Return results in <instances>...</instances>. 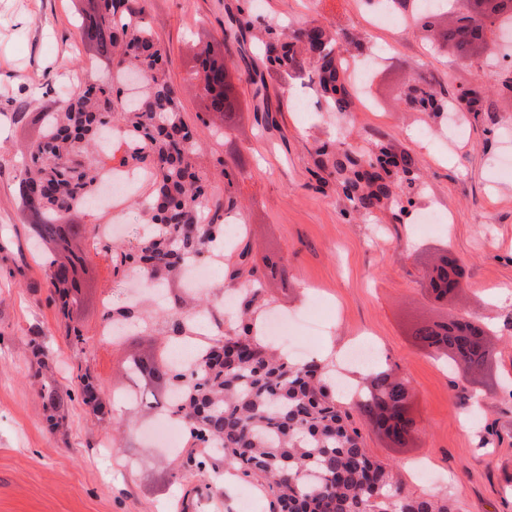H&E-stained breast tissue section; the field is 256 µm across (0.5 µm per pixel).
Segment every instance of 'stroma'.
<instances>
[{"label": "stroma", "mask_w": 512, "mask_h": 512, "mask_svg": "<svg viewBox=\"0 0 512 512\" xmlns=\"http://www.w3.org/2000/svg\"><path fill=\"white\" fill-rule=\"evenodd\" d=\"M132 3L170 56L168 80L211 185L205 220L221 224L234 214L244 222L224 249L210 304L240 295L241 282L231 276L239 268L261 280L269 311L303 317L321 297V331L301 327L294 338L305 358L329 361L366 338L381 365L411 390L419 433L405 447L355 419L391 487L413 496L447 490L451 512H512V309L495 300L497 290L512 291V175L501 171L512 156V93L498 91L499 68L487 55L461 57L405 29L373 26L362 0ZM84 4L0 0V512H269L261 483L242 479L223 460L202 476L185 455L150 446L153 416L119 398L131 385L127 359L161 349L162 314L182 296L180 283L163 299L142 291L138 308L147 327L104 344L102 302L124 306L130 283L111 274L102 257L91 258L97 275L84 284L72 317L110 413L98 420L75 400L61 426L48 429V395L71 387L76 358L63 319L46 302L34 227L23 221L15 187L40 113L58 108L84 64L103 68L75 34ZM247 6L253 26L223 42V29ZM308 23L359 35L360 47L349 54L378 60L366 94L352 96L348 111H331L309 78H281L266 60L267 25ZM206 48L223 54L235 78L240 112L226 124L207 119L205 100L190 85ZM411 77L433 82L447 98L482 88L483 109L467 114L462 141L449 142L447 113L406 109L401 92ZM377 141L411 157L416 180L388 174L390 197L356 210L333 162ZM150 192V181L139 182L113 196L110 207L71 212L69 221L88 231L128 209L124 243L134 249L146 229L135 201ZM433 207L449 213V224L420 232L418 220ZM448 251L464 265L467 287L438 303L422 274ZM283 262L291 269L286 279L277 269ZM458 314L487 317L492 330L490 363L467 381L411 336L414 323ZM36 342L50 352L46 365L33 353Z\"/></svg>", "instance_id": "35a3bbf8"}]
</instances>
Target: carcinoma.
<instances>
[{"label": "carcinoma", "mask_w": 512, "mask_h": 512, "mask_svg": "<svg viewBox=\"0 0 512 512\" xmlns=\"http://www.w3.org/2000/svg\"><path fill=\"white\" fill-rule=\"evenodd\" d=\"M91 12L79 25L81 38L93 45L96 55L115 62L105 78L96 75L71 88L55 112L40 114L41 135L31 144L22 162L24 174L16 186L30 223L39 240L67 243L81 235L68 214L95 202L106 173L105 158L89 156L98 139L120 131L123 149L119 167H144L150 171L152 192L145 203L150 231L140 238L134 252L119 246L110 251L113 267L136 273L154 283L184 276L185 266L196 261L214 242L218 224L202 217L209 184L197 163L192 130L183 120L177 92L167 78V51L153 38L142 9L129 0H90ZM399 3L414 25L442 14L438 8H415V0H375L383 9ZM266 50L278 70L300 75L312 65L311 81L334 110L350 103L346 69L337 57V38L319 25L310 24L281 39L276 28H266ZM443 43L462 54L472 52L475 39L458 28L441 32ZM135 68L144 76L141 102L122 105L113 97L114 85L126 80ZM224 58L204 54L197 59L196 73L211 82L206 93L209 112L226 122L233 110L224 102ZM414 108L430 112L441 106L437 92L421 80L409 89ZM341 170H349L344 188L350 200L362 208L373 205L383 187L364 192L366 185L391 168L413 179L410 158H397L385 145L349 152ZM83 236V235H81ZM88 240V236H83ZM45 260V273L54 292L48 300L68 315L79 299L78 269L89 259L87 250L64 249ZM260 289H245V320L230 332L216 336L206 349L184 366L171 360L168 351L130 357L126 371L138 391L132 404L149 412L185 413L190 451L188 460L198 472L207 463L203 453L220 455L224 464L243 477L262 480L271 496L272 512H448V503L430 497H409L386 492L383 466L363 448L359 430L350 422L349 409L370 420L381 417L384 402L398 404L403 388L390 380L385 368L366 375L370 385L361 386L359 399L336 398V385L325 381L328 365L316 361L296 363L277 352L258 335ZM412 335L422 346L448 343V337L420 324ZM66 336L77 358L86 355V341L77 326H66ZM200 371L196 380H183L186 367ZM79 400L96 415L103 402L89 367L78 366L71 388L56 396L49 421L60 416L69 401Z\"/></svg>", "instance_id": "1"}]
</instances>
